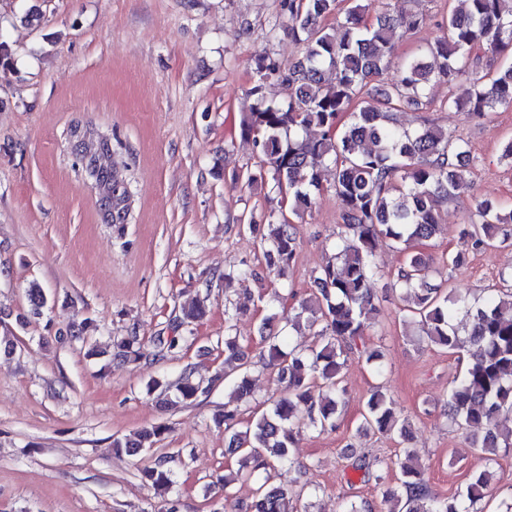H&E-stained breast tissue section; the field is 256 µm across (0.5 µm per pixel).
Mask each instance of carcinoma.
Returning <instances> with one entry per match:
<instances>
[{"instance_id":"carcinoma-1","label":"carcinoma","mask_w":512,"mask_h":512,"mask_svg":"<svg viewBox=\"0 0 512 512\" xmlns=\"http://www.w3.org/2000/svg\"><path fill=\"white\" fill-rule=\"evenodd\" d=\"M288 13V34L302 47V60L285 64L268 55L255 58L249 94L252 110L243 114L241 134L252 138L260 150V169L272 179L291 211L310 208L321 189L320 171H335L334 190L342 204L344 229L336 253L313 275L316 289L299 302L293 326L305 325L316 336L307 350L283 348V341L260 327L265 344L262 357L276 374L284 393L271 409L247 422L229 439L228 454L239 467L224 475V501L240 479L261 476L253 512H286L290 489L275 482L279 469L294 464L291 448L301 429L335 427L344 403L340 374L346 357L356 354L375 372L381 354L363 339L367 324L378 314L371 281L379 273L376 251L388 241L405 253L396 283L408 303L407 317L421 326L432 344L448 350L467 349L469 361L459 382L448 395V423L466 431L471 447L494 456L512 449V292L481 300L467 295L452 298L432 283V269L414 247L440 232L442 208L448 202L470 197L465 171L471 161L467 141L447 129L423 125L409 129L389 123L392 112L421 111L432 105L431 88L444 83L453 88L468 84L465 95L453 93L440 107L483 118L499 109L512 108V64L495 67L493 61L512 49V0H448V11L437 23L442 35L420 54L396 62L393 37L399 28L416 34L430 24L422 13L370 18L360 0H283ZM395 71L393 79L384 75ZM288 85V103L266 94L268 85ZM320 129L311 137L308 130ZM101 186L103 194L121 201L118 181L107 168L84 169ZM480 231L463 229L472 247L494 242L498 225L512 223L505 212L488 200H475ZM261 233L264 258L276 276L285 275L295 260L298 232L285 215L264 225L249 224ZM33 311L47 302L44 289L33 283L26 290ZM114 358L137 361L143 357L135 336L114 344ZM224 380L236 398L253 400L247 355L236 337H224ZM178 398L185 403L202 392L190 375L182 377ZM360 429L408 435L407 421L396 415L393 402L375 389L366 403ZM166 431L163 425L139 431L133 438H117L112 448L130 456L152 448ZM401 493L386 489L384 510L364 501H346L341 512H478L485 497L490 472L482 470L448 499L428 490L421 471L409 464L414 452L402 449ZM351 467L386 484L373 472L374 463L360 453L351 454ZM151 487L170 490L175 481L169 461L161 458L140 470Z\"/></svg>"}]
</instances>
